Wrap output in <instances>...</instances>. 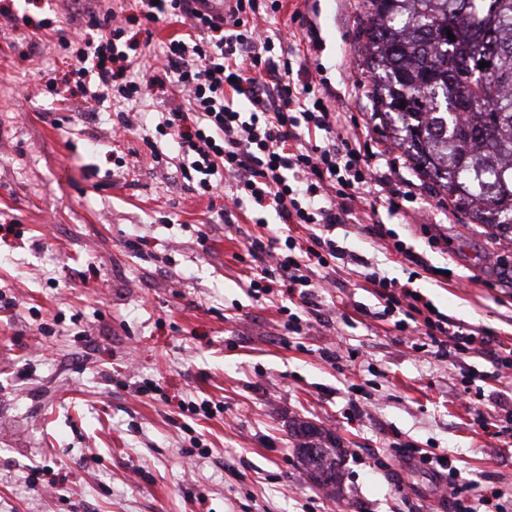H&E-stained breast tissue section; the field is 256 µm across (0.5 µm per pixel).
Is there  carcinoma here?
Masks as SVG:
<instances>
[{"label":"carcinoma","mask_w":512,"mask_h":512,"mask_svg":"<svg viewBox=\"0 0 512 512\" xmlns=\"http://www.w3.org/2000/svg\"><path fill=\"white\" fill-rule=\"evenodd\" d=\"M358 33L412 167L472 223L512 237V0H363ZM293 433L308 476L334 492L343 449L308 421Z\"/></svg>","instance_id":"carcinoma-1"}]
</instances>
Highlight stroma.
<instances>
[{
  "label": "stroma",
  "instance_id": "obj_1",
  "mask_svg": "<svg viewBox=\"0 0 512 512\" xmlns=\"http://www.w3.org/2000/svg\"><path fill=\"white\" fill-rule=\"evenodd\" d=\"M0 3L28 18L0 27V294L13 301L0 308V512H450L433 472L386 466L409 443L447 449L478 490L512 497V438L474 420L478 409L512 410V369L460 400L466 363L401 341L352 265L337 267V288L315 307H298L303 330L288 334L281 297L240 286L254 225L226 226L215 213L223 199L196 197L173 169L150 165L142 132L114 135L115 103L40 93L39 71L64 76L70 60L39 21L55 13L71 39L86 36L66 0ZM360 4L283 0L265 20L378 148L390 132L372 113ZM371 166L394 202L380 213L394 237L367 233L364 202L340 244L450 321L512 338V245L408 163L389 155ZM133 238L138 248L127 247ZM397 239L448 268L449 283L399 263ZM149 381L158 388L147 393ZM190 401L208 412L183 415ZM298 418L347 448L337 495L298 461Z\"/></svg>",
  "mask_w": 512,
  "mask_h": 512
}]
</instances>
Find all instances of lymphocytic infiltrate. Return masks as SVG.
<instances>
[{
	"label": "lymphocytic infiltrate",
	"mask_w": 512,
	"mask_h": 512,
	"mask_svg": "<svg viewBox=\"0 0 512 512\" xmlns=\"http://www.w3.org/2000/svg\"><path fill=\"white\" fill-rule=\"evenodd\" d=\"M234 2L223 17L213 13L209 0H141L144 29L168 21L184 28L169 39L165 64L142 71L129 56L134 41L127 23L114 11H101L99 0H71L70 11L87 17L99 35L78 41L71 79L44 71L39 80L62 103L75 90L87 101L119 98L125 109L117 119L127 132L140 113L152 112L153 125L144 136L153 146L152 160L162 157L156 143L171 141L181 158L177 171L192 193L210 197L226 182L219 220L230 221L247 206L254 212L274 209L285 224L320 226L297 254L293 241L281 245L262 233L248 237V256L263 262L243 281L248 294H271L279 283L289 302L304 305L317 286L311 267L326 269L342 258L332 233L353 219L359 190L371 187L376 176L367 167L368 154L353 145L343 112L330 110L316 90L306 60L277 62L275 52H287L288 43L255 24L258 0ZM364 278L383 302L384 315L394 317L395 329L416 331L434 357H476L494 346L490 370H469L464 388L512 368V342L495 340L484 328L454 324L422 294L378 271ZM396 457L439 467L448 478L454 512H480L502 496L492 488L472 497V482L462 479L448 453L400 448Z\"/></svg>",
	"instance_id": "f902f5d3"
}]
</instances>
